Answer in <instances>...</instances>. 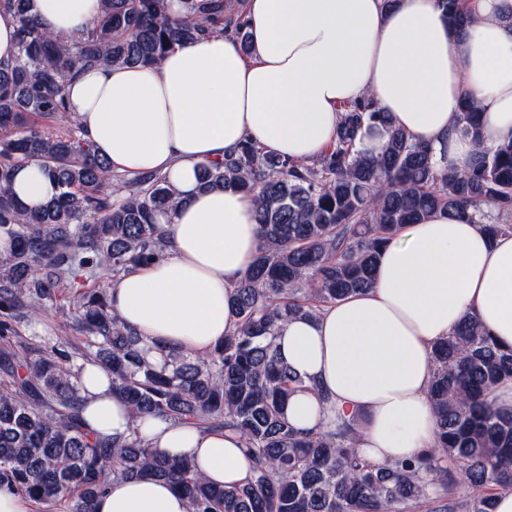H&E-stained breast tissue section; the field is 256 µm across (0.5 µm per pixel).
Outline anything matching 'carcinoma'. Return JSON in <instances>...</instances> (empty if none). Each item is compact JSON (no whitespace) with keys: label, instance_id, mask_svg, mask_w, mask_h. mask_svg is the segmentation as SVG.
I'll list each match as a JSON object with an SVG mask.
<instances>
[{"label":"carcinoma","instance_id":"carcinoma-1","mask_svg":"<svg viewBox=\"0 0 512 512\" xmlns=\"http://www.w3.org/2000/svg\"><path fill=\"white\" fill-rule=\"evenodd\" d=\"M101 0L87 34L54 36L29 0H0L18 23L17 53L0 66V224L14 225L0 254V338L40 314L62 282L81 286L103 266L118 275L157 259V215L175 205L166 179H119L79 126L50 135L44 125L71 117L66 81L96 65L149 66L176 46L223 28L227 0ZM453 25L474 21L475 0H439ZM330 149L297 165L245 142L238 155L205 166L204 188L256 194L263 244L234 289L236 328L205 357L172 347L157 365L142 338L113 313L107 293L81 292L72 327L83 350L24 342L0 349V488L30 498L41 512H94L109 479L166 480L189 512H492L494 489L512 490V415L485 403L490 385L512 375V350L469 322L433 351L431 395L441 454L375 464L354 448V428L295 430L284 415L304 380L275 353L279 326L373 285L385 242L403 225L441 211L463 214L491 237L512 226V141L480 149L472 167L433 162L369 101L343 108ZM476 143V108L464 107ZM385 128L382 153L356 149L366 128ZM37 160L57 196L29 209L11 194L15 166ZM494 205L496 215L480 207ZM105 370L134 418L194 420L237 433L254 464L243 485H216L190 463L153 450L134 432L92 435L82 417L81 364ZM465 481L477 490L455 496Z\"/></svg>","mask_w":512,"mask_h":512}]
</instances>
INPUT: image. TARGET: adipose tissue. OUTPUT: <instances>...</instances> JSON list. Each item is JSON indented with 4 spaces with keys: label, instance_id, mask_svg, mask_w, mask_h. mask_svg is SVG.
Masks as SVG:
<instances>
[{
    "label": "adipose tissue",
    "instance_id": "obj_1",
    "mask_svg": "<svg viewBox=\"0 0 512 512\" xmlns=\"http://www.w3.org/2000/svg\"><path fill=\"white\" fill-rule=\"evenodd\" d=\"M44 28L82 38L100 0H31ZM247 40L234 28L169 51L155 65L86 67L65 85L84 137L114 173L166 177L179 203L157 216L163 257L130 268L108 288L113 312L149 346L208 353L233 328V287L262 243L252 195L204 190L201 168L244 142L296 164L317 160L341 123V106L371 100L437 162L467 170L478 147L512 140V0H480L457 29L437 0H243ZM482 110L481 141L461 103ZM14 195L36 207L57 192L39 162L14 170ZM512 348V233L445 213L405 225L380 251L372 288L293 316L275 340L306 382L286 407L304 432L359 423L356 446L384 464L435 445L431 352L465 319ZM88 429L138 430L149 448L189 460L210 480L242 484L252 465L238 436L162 417L133 420L103 370L80 372ZM95 512H187L171 485L111 483Z\"/></svg>",
    "mask_w": 512,
    "mask_h": 512
}]
</instances>
